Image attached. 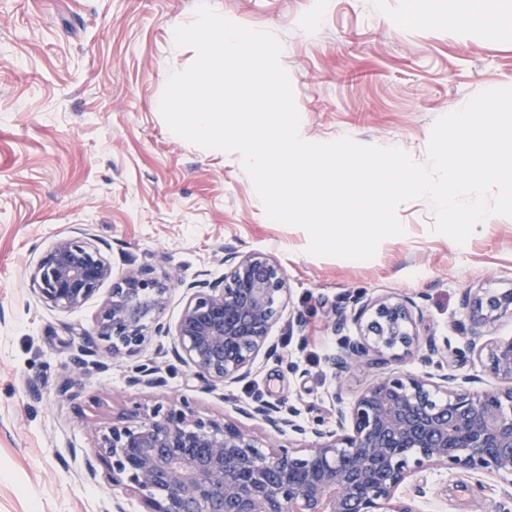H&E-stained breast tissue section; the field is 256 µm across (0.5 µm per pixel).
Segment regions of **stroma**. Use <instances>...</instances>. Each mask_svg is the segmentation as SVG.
I'll return each mask as SVG.
<instances>
[{
    "mask_svg": "<svg viewBox=\"0 0 512 512\" xmlns=\"http://www.w3.org/2000/svg\"><path fill=\"white\" fill-rule=\"evenodd\" d=\"M224 17L278 37L300 114V134L397 146L427 160L434 121L485 89L512 86V0H483L495 24L453 17L465 0H426L407 18L406 0H209ZM198 0H0V512H126L143 506L107 470L84 475L82 450L97 430L133 406L188 398L196 417L227 419L266 439L261 422L234 402L255 398L333 424V394H357L372 370L333 373L331 324L356 297L397 294L421 309L420 331L462 349V294L512 289V217L492 215L465 244L433 233L426 201L403 204L406 233L375 257L307 254L305 230L268 219L237 155L190 144L160 113L171 72L194 59L172 44ZM104 243L114 275L141 265L172 284L164 318L176 323L189 284L224 275V249L262 252L288 291L270 336L279 357H257L251 376L206 389L174 359L171 338H150L133 355L97 352L103 368L78 377L74 402L58 382L72 376L76 332L92 329L109 286L63 312L29 285L30 269L54 242L76 233ZM154 362L163 386L133 388L137 366ZM422 512H472L466 477L426 476Z\"/></svg>",
    "mask_w": 512,
    "mask_h": 512,
    "instance_id": "1",
    "label": "stroma"
}]
</instances>
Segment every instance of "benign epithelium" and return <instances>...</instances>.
Returning <instances> with one entry per match:
<instances>
[{
	"mask_svg": "<svg viewBox=\"0 0 512 512\" xmlns=\"http://www.w3.org/2000/svg\"><path fill=\"white\" fill-rule=\"evenodd\" d=\"M31 282L44 303L67 312L112 283L93 330L77 332L86 343L71 358L76 372L103 368L91 359L99 348L131 355L153 334L172 336L174 358L211 388L249 377L260 354L279 356L270 329L286 282L260 252L225 249L224 278L188 285L191 294L173 329L164 321L167 280L149 265L114 277L100 243L85 236L58 239ZM462 306L467 352L486 357L492 387L454 368L467 352L450 353L448 339L420 334L414 300L357 299L333 322L337 351L330 364L337 371L365 366L375 374L352 399L336 389L333 426L263 400L234 405L275 435H308L311 443L263 446L232 421L193 416L182 400L112 419L83 451L85 474L94 480L98 466H108L112 480L140 497L144 512H419L426 489L414 476L441 468L462 471L478 488L493 479L512 486V339L494 337L496 323L512 317V289H470ZM415 355L448 372L388 370L391 361ZM160 383L146 365L128 379L131 387ZM57 394L73 402L80 385L65 378Z\"/></svg>",
	"mask_w": 512,
	"mask_h": 512,
	"instance_id": "1",
	"label": "benign epithelium"
}]
</instances>
